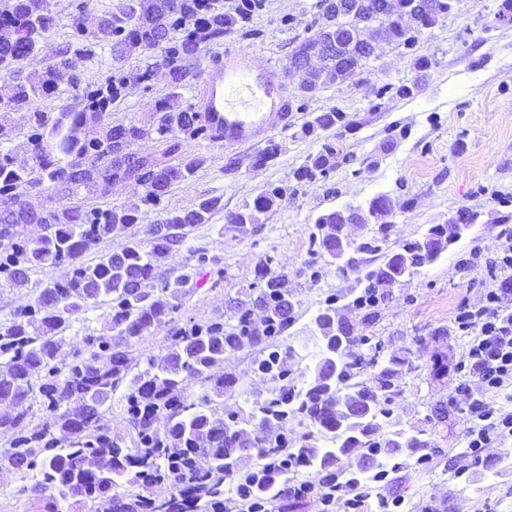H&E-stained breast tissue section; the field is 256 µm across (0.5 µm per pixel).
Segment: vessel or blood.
Masks as SVG:
<instances>
[{
    "label": "vessel or blood",
    "mask_w": 512,
    "mask_h": 512,
    "mask_svg": "<svg viewBox=\"0 0 512 512\" xmlns=\"http://www.w3.org/2000/svg\"><path fill=\"white\" fill-rule=\"evenodd\" d=\"M284 77L279 64L235 48L206 67L195 110L215 143L246 146L286 127L293 111Z\"/></svg>",
    "instance_id": "1"
}]
</instances>
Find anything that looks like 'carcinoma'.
I'll return each mask as SVG.
<instances>
[{
    "instance_id": "1",
    "label": "carcinoma",
    "mask_w": 512,
    "mask_h": 512,
    "mask_svg": "<svg viewBox=\"0 0 512 512\" xmlns=\"http://www.w3.org/2000/svg\"><path fill=\"white\" fill-rule=\"evenodd\" d=\"M428 4L427 11L417 14L414 32L405 34L391 20L383 35L412 48L425 29L448 15V0ZM49 6V0H11L0 9V111L29 112L28 143L34 155L33 165L24 167L10 154L0 153V280L25 288L33 268L68 266L61 280L40 290L0 325V401L24 403L37 396L48 416L33 432L23 428L24 412L0 416V429L14 431L10 447L0 449V467L36 478L30 491L42 502L40 512H73L77 505L87 512H224L226 482L235 485L242 512H275L276 502L288 500L292 475L301 468L317 465L329 484L350 487L360 483L358 474L366 469L356 473L345 467L346 457L354 455L386 475L390 461L398 456H415L418 464H425V450L431 444L420 435L400 429L389 437H376L389 423L390 405L401 393L395 381L419 366L396 355L379 360L381 342L352 335L338 316L336 297L330 295L315 316L322 339L320 356L306 368V380L298 381L288 370L292 347L281 348L284 333L295 322L297 302L284 288L285 275L273 271L268 262L258 268L254 289L265 308L261 330H256L252 317L253 298L240 300L233 307V322L178 328L167 337L164 354L149 357L145 370L131 373L129 348L178 310L190 281V275L181 274L156 282V270L183 237L157 236L155 228L206 224L224 205L220 198L210 197L190 209L161 208L169 188L191 178L201 165L196 157L166 163L178 149L172 138L209 139L196 121L194 106L174 108L166 99L157 101L156 124L151 128L114 125L105 117L120 88L150 80L153 50H163L162 66L168 70L171 88H182L194 77L191 65L200 56L201 44L223 37L236 18L215 10L212 0H122L105 17L107 29L99 40L111 43L115 62L138 55L146 59L145 65L130 72L119 68L106 85L83 88L78 103L62 108L50 120L35 103L62 83L79 85L68 64L71 52L84 50L80 19L85 3L71 12V40L54 49L59 61L37 75H25L24 62L42 49L54 26ZM355 76L343 64L327 60L311 73L310 88L342 84ZM342 120L335 110L322 112L308 130H326ZM152 137L168 143L161 157L135 154L125 166L112 161L119 147ZM335 165L336 150L326 144L300 168L298 177L325 174ZM118 181L141 189L138 202L38 212L22 205L24 195L45 183L66 196L84 189L104 197ZM281 195L279 190L260 194L253 211L230 214L227 223L247 231V225L256 221L253 212L269 209ZM143 205L158 209L159 219L140 232L134 226ZM392 207V199L380 194L365 210L349 206L320 214L311 240L315 253L336 258L350 247L341 237L342 225L382 218ZM477 218L469 211L459 226L453 216L394 251H382L383 237L359 245L360 250L382 253V261L360 278L364 288L353 304L364 311L366 320L376 321L377 307L384 300L381 288L433 264ZM24 224L38 225L41 234L31 240L20 237L17 227ZM121 235L127 241L120 249L99 256L95 263L83 261L99 242ZM100 300L110 305V334L83 337L88 356L76 354L67 372H61L57 360L66 345L62 333L73 316ZM352 344L368 346L367 362L349 358L347 348ZM246 348L253 355V373L272 383L273 389L266 398L253 400L244 419L224 408V392L235 377L217 376L212 367ZM365 375L373 386H366ZM186 376L199 381L201 394L183 387ZM123 384L124 409L134 431L130 448L112 439L103 410ZM295 421L305 423L306 430L296 433ZM201 452L209 459L205 468L198 464ZM246 460L250 465H243Z\"/></svg>"
}]
</instances>
